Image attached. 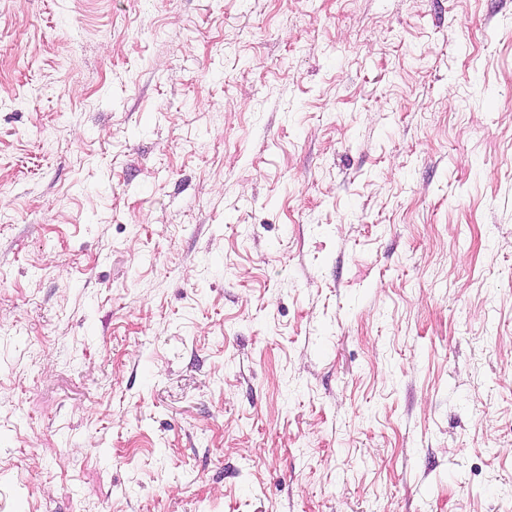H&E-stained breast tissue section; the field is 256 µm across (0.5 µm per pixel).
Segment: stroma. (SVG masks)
I'll return each instance as SVG.
<instances>
[{
	"label": "stroma",
	"instance_id": "1",
	"mask_svg": "<svg viewBox=\"0 0 512 512\" xmlns=\"http://www.w3.org/2000/svg\"><path fill=\"white\" fill-rule=\"evenodd\" d=\"M0 512H512V0H0Z\"/></svg>",
	"mask_w": 512,
	"mask_h": 512
}]
</instances>
